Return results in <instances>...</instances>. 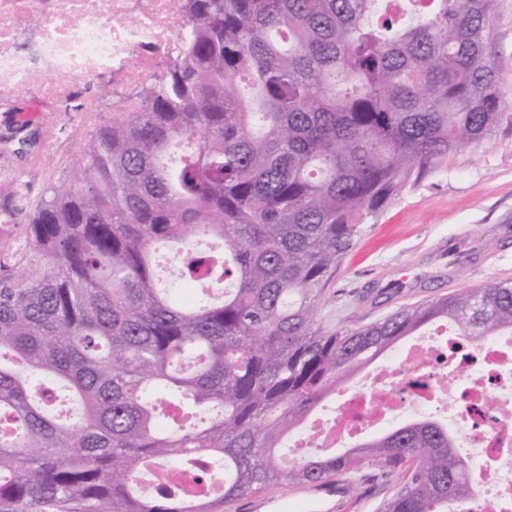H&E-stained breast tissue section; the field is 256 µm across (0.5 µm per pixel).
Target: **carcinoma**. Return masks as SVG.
Returning <instances> with one entry per match:
<instances>
[{
	"instance_id": "carcinoma-1",
	"label": "carcinoma",
	"mask_w": 512,
	"mask_h": 512,
	"mask_svg": "<svg viewBox=\"0 0 512 512\" xmlns=\"http://www.w3.org/2000/svg\"><path fill=\"white\" fill-rule=\"evenodd\" d=\"M496 0H183L141 108L84 138L28 250L0 261V503L214 512L366 462L405 470L381 512H448L471 465L427 418L343 455L281 448L343 379L423 327L512 329V281L354 330L316 319L374 214L502 121L485 54ZM221 481L146 496L142 469Z\"/></svg>"
}]
</instances>
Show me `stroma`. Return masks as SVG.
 Instances as JSON below:
<instances>
[{
	"label": "stroma",
	"instance_id": "stroma-1",
	"mask_svg": "<svg viewBox=\"0 0 512 512\" xmlns=\"http://www.w3.org/2000/svg\"><path fill=\"white\" fill-rule=\"evenodd\" d=\"M486 55L505 117L493 132L439 159L380 211L326 284L316 317L352 330L439 295L512 280V0H497ZM96 112H49L34 95L0 109V206L39 201L80 159L83 134L110 124ZM399 472L366 465L314 484L271 485L253 512H379Z\"/></svg>",
	"mask_w": 512,
	"mask_h": 512
}]
</instances>
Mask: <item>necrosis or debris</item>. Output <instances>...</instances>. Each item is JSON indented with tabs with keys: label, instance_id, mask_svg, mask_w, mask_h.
Listing matches in <instances>:
<instances>
[{
	"label": "necrosis or debris",
	"instance_id": "4bbe7bcc",
	"mask_svg": "<svg viewBox=\"0 0 512 512\" xmlns=\"http://www.w3.org/2000/svg\"><path fill=\"white\" fill-rule=\"evenodd\" d=\"M181 0H0V107L34 92L58 112H94L111 80L129 99L170 60L184 28ZM315 421L323 447L366 429L449 410L478 490L466 512H512V332L466 346L453 329L397 351Z\"/></svg>",
	"mask_w": 512,
	"mask_h": 512
}]
</instances>
